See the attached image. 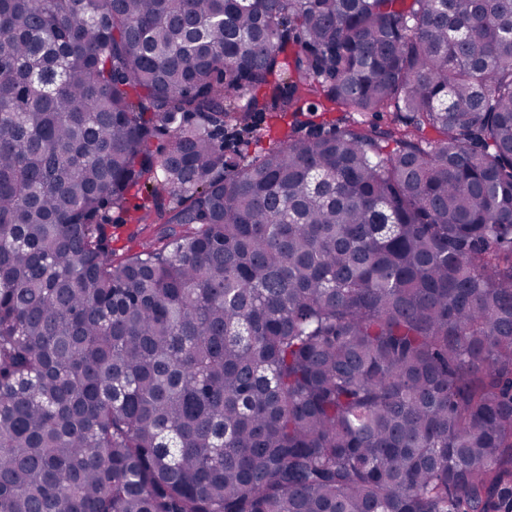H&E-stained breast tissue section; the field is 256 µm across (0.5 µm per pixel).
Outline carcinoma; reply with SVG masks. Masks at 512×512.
<instances>
[{"instance_id":"obj_1","label":"carcinoma","mask_w":512,"mask_h":512,"mask_svg":"<svg viewBox=\"0 0 512 512\" xmlns=\"http://www.w3.org/2000/svg\"><path fill=\"white\" fill-rule=\"evenodd\" d=\"M0 512H512V0H0ZM311 118L316 124H325L326 127H328L329 124H336L338 127V125H342L341 119H346L353 120L364 127L371 124L386 128L391 123L392 113L379 112L378 114H369L366 116H360L358 114H351L349 116L346 112H317L314 116H311ZM162 224H112V249L116 252V258L122 257L127 237L131 234L138 235L141 242L155 243L161 231Z\"/></svg>"}]
</instances>
